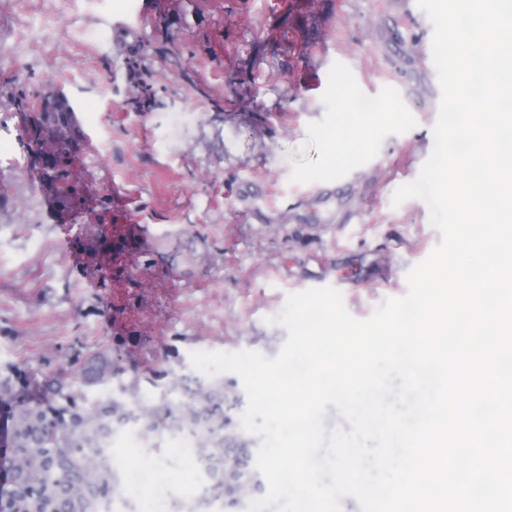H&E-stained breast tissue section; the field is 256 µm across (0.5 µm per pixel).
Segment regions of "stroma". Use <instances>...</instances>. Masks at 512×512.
Returning a JSON list of instances; mask_svg holds the SVG:
<instances>
[{"mask_svg": "<svg viewBox=\"0 0 512 512\" xmlns=\"http://www.w3.org/2000/svg\"><path fill=\"white\" fill-rule=\"evenodd\" d=\"M432 39L417 0H0V369L27 371L32 403L57 376L79 410L116 400L153 429L114 426L94 512H143L131 448L169 474L168 507L247 512L172 431L203 405L192 352L275 357L273 318L309 286L341 282L360 320L406 294L442 240L423 201L393 202L434 148ZM389 89L393 111L329 167L342 108ZM74 99L80 124L42 111ZM129 224L147 254L116 249ZM221 379L225 433L259 449L240 377Z\"/></svg>", "mask_w": 512, "mask_h": 512, "instance_id": "1", "label": "stroma"}]
</instances>
